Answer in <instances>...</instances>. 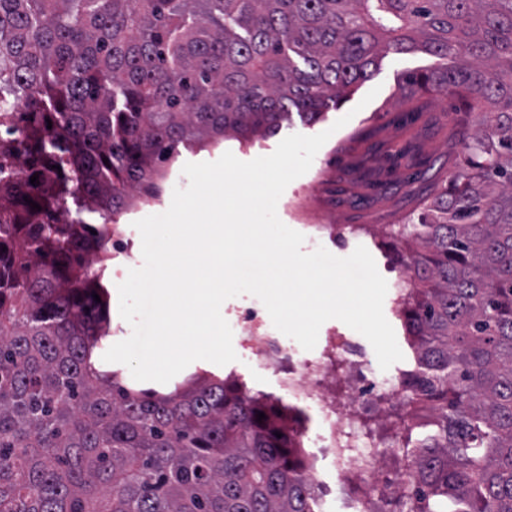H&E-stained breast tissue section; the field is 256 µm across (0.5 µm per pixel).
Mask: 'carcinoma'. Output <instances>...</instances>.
<instances>
[{
	"label": "carcinoma",
	"instance_id": "carcinoma-1",
	"mask_svg": "<svg viewBox=\"0 0 512 512\" xmlns=\"http://www.w3.org/2000/svg\"><path fill=\"white\" fill-rule=\"evenodd\" d=\"M390 52L432 60L409 94L480 109L464 167L391 231L432 432L392 505L512 512V0H0V512H315L278 403L208 375L136 390L92 361L107 223L161 196L179 147L316 121Z\"/></svg>",
	"mask_w": 512,
	"mask_h": 512
}]
</instances>
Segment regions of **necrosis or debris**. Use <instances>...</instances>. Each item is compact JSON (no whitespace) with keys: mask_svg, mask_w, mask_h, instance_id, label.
Wrapping results in <instances>:
<instances>
[{"mask_svg":"<svg viewBox=\"0 0 512 512\" xmlns=\"http://www.w3.org/2000/svg\"><path fill=\"white\" fill-rule=\"evenodd\" d=\"M235 321L253 362L277 376L294 403L321 423L307 443L331 462L335 482L320 484V498H330L338 488L348 496L353 512H382L376 485L384 470L395 476L389 485L393 493L405 473L400 461L381 454L382 449L396 447L401 433L387 420L392 408L407 397L403 378L378 391L357 342L344 337H330L318 356L300 355L270 327L259 306L239 308Z\"/></svg>","mask_w":512,"mask_h":512,"instance_id":"1","label":"necrosis or debris"}]
</instances>
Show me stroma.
<instances>
[{
  "instance_id": "35a3bbf8",
  "label": "stroma",
  "mask_w": 512,
  "mask_h": 512,
  "mask_svg": "<svg viewBox=\"0 0 512 512\" xmlns=\"http://www.w3.org/2000/svg\"><path fill=\"white\" fill-rule=\"evenodd\" d=\"M429 62V57L420 53L386 55L370 81L355 88L342 104L329 109L318 122L309 123L295 116L283 123L275 135L250 144L229 136L215 148L182 150L162 184L160 201L140 205L121 215L120 225L129 237L139 239L135 221L165 212L174 188L187 186L188 180L182 173L186 163L213 162L228 151L239 160L250 161L272 154L289 135H315L327 130L331 136L317 152L309 173L292 181L283 196L294 198L311 181L313 173H320L322 182L314 198L315 206L336 223L360 227L359 232L346 233L344 239L336 242L324 241L321 246L341 258L349 256L357 246H364L387 283H394L401 265L396 261V243L383 234L385 225L418 217L427 198L443 186L461 160L458 130L464 117L462 102L445 94H424L410 99L403 89L405 73ZM118 264L119 271L109 272L107 278L111 340L115 343L132 333L131 326L119 314L117 286L123 281L122 270L142 266L140 249H133L131 258L119 259ZM383 311L403 353L402 360L385 371L380 369L371 344L363 343L361 334L339 320L327 322L337 333L362 342L371 374L382 381L413 367L412 351L403 338L402 321L393 296L385 297ZM203 373L231 378L243 392L251 395L264 393L275 399L281 396L275 378L257 369L244 356L223 366L197 360L183 371L187 377Z\"/></svg>"
}]
</instances>
